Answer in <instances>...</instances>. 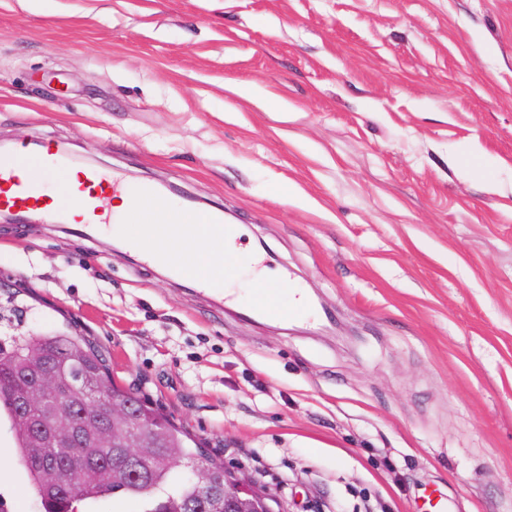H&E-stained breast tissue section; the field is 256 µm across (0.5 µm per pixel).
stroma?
I'll return each mask as SVG.
<instances>
[{
    "instance_id": "35a3bbf8",
    "label": "stroma",
    "mask_w": 512,
    "mask_h": 512,
    "mask_svg": "<svg viewBox=\"0 0 512 512\" xmlns=\"http://www.w3.org/2000/svg\"><path fill=\"white\" fill-rule=\"evenodd\" d=\"M0 0V142L232 213L327 316L0 220V332L78 330L274 512H512V0ZM0 423V503L39 512Z\"/></svg>"
}]
</instances>
